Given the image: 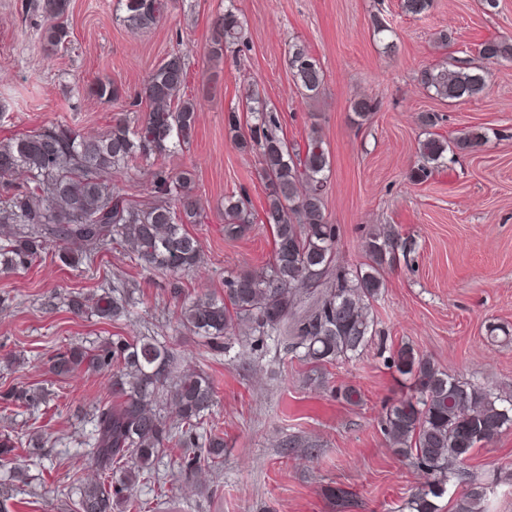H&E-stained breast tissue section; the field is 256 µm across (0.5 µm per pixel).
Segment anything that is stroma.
<instances>
[{
	"label": "stroma",
	"mask_w": 512,
	"mask_h": 512,
	"mask_svg": "<svg viewBox=\"0 0 512 512\" xmlns=\"http://www.w3.org/2000/svg\"><path fill=\"white\" fill-rule=\"evenodd\" d=\"M28 2L0 0V140L50 124L100 135L118 108L79 89L107 78L130 91L168 54L186 55L197 124L189 150L168 164L194 172L206 215L189 227L201 262L183 278L186 293L223 295L225 272L260 269L271 256L268 225H253L241 238L224 234L226 194L243 189L254 209L264 204L256 154L239 150L224 131L225 113L251 87L280 111L291 143L302 147L315 135L329 152L325 212L338 228L339 262L363 263L361 240L384 225L412 238L415 250L383 274L373 307L382 349L327 366L321 387L296 354L271 340L255 348L236 335L222 352L211 351L206 339L179 328L180 303L166 278L119 247L96 252L89 266H65L49 252L25 270L0 274V391L24 385L54 395L37 419L0 410V433L46 441L41 458L17 459L27 475L18 512H74L62 502L63 489L77 474L95 480L78 452L94 408L112 397L109 376L59 377L47 361L70 343L89 346L115 334L162 337L184 371L216 386L210 422L224 439V461L188 478L178 465L182 448H171L155 482L134 492L153 512H341L332 487L353 493L348 512H400L425 478L379 427L384 406L408 391L386 364L392 349L410 343L462 380L512 390V62L489 66L484 92L465 102L436 97L416 80L420 70L456 59L485 65L483 43L512 40V0L491 11L481 0H432L420 15L405 13L402 0H238L250 51L218 61L209 59L207 43L224 0H173L167 18L144 33L116 20L115 0H71L74 49L51 58ZM379 23L391 36L376 34ZM295 40L325 73V90L313 100L288 70ZM362 95L379 104L364 122L351 109ZM424 112L438 115L439 138L483 132L488 140L416 184L408 173L427 137ZM115 278L134 290L133 321L70 312L67 295L97 294ZM5 356L17 364L5 366ZM344 386L357 388L362 403L337 399ZM288 438L294 449L282 448ZM469 466L488 479L512 473V430L474 451Z\"/></svg>",
	"instance_id": "1"
}]
</instances>
